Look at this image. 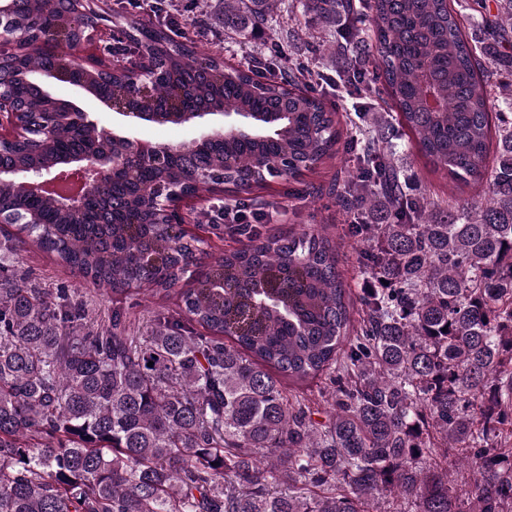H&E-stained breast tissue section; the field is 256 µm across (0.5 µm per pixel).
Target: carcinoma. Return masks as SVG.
I'll return each instance as SVG.
<instances>
[{"instance_id":"obj_1","label":"carcinoma","mask_w":512,"mask_h":512,"mask_svg":"<svg viewBox=\"0 0 512 512\" xmlns=\"http://www.w3.org/2000/svg\"><path fill=\"white\" fill-rule=\"evenodd\" d=\"M220 2L208 23L180 22L174 0H13L3 19L22 41L0 50V89L30 125L56 113L59 135L0 145V216L16 228L0 240V512H374L382 495L387 512H512V0H299L334 37L305 56L294 3L285 41L266 32L284 0ZM90 28L108 31L109 74L62 55ZM212 31L266 32V56L199 54ZM147 60L157 104L288 120L273 139L117 170L80 213L18 185L15 171H54L97 143L43 79L110 98ZM331 87L377 109L367 127L340 129ZM404 131L448 189L401 168ZM226 155L248 175L225 183L228 204L251 209L267 177L339 161L316 192L358 246L359 321L325 234L215 224L240 246L205 261V240L161 223L145 189L194 194ZM28 240L86 291L8 262ZM143 286L175 295L145 338L115 300ZM100 291L114 296L103 322L87 298ZM321 376L323 422L287 394Z\"/></svg>"}]
</instances>
